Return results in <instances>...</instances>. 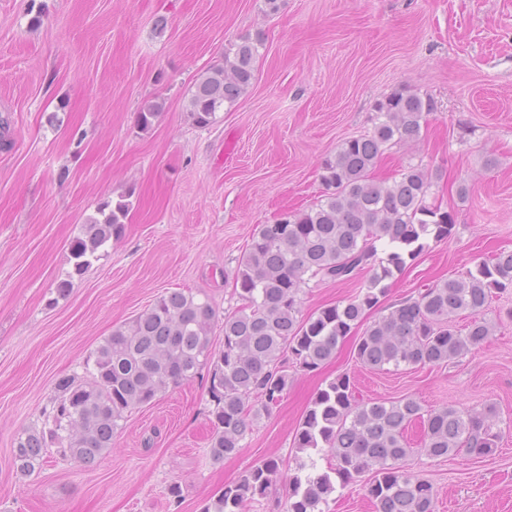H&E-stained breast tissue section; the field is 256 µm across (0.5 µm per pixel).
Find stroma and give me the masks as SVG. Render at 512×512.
I'll return each mask as SVG.
<instances>
[{
	"label": "stroma",
	"mask_w": 512,
	"mask_h": 512,
	"mask_svg": "<svg viewBox=\"0 0 512 512\" xmlns=\"http://www.w3.org/2000/svg\"><path fill=\"white\" fill-rule=\"evenodd\" d=\"M0 0V512H201L226 484L270 459L292 462L299 422L337 375L363 402L410 397L423 410L496 408L494 455L407 467L438 491L437 512H512V288L494 294L493 336L443 368L373 370L340 343L320 370L293 372L239 452L209 454L207 374L127 413L91 467L48 455L17 473L12 448L40 423L58 377L170 291L232 306L233 276L257 225L324 194L322 161L371 132L375 104L408 87L435 110L417 140L391 145L380 178L418 165L457 233L390 280L416 294L512 251V0ZM40 25H32L33 17ZM165 28H157V20ZM262 33L248 92L193 125L198 74L224 48ZM162 102L139 131L145 101ZM466 197H458V187ZM126 195L124 236L73 280L71 244L101 202ZM177 485L172 500L167 489Z\"/></svg>",
	"instance_id": "35a3bbf8"
}]
</instances>
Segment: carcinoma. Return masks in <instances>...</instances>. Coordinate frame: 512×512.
I'll return each mask as SVG.
<instances>
[{"label": "carcinoma", "mask_w": 512, "mask_h": 512, "mask_svg": "<svg viewBox=\"0 0 512 512\" xmlns=\"http://www.w3.org/2000/svg\"><path fill=\"white\" fill-rule=\"evenodd\" d=\"M260 36L244 35L224 48V64L199 75L188 112L201 128L216 121L255 80ZM162 103L147 100L137 112V127L150 130ZM434 111L433 99L409 88L378 101L371 132L344 141L321 166L326 194L314 206L286 212L261 224L239 260L234 275L238 304L224 312V345L211 336L216 311L208 297L172 291L105 337L83 364V373L60 377L42 412L41 425L19 436L12 448L23 474L39 471L55 452L85 466L112 450L121 421L131 409L151 404L172 386L208 367L212 406L209 452L222 460L236 454L255 423L288 391V365L314 372L330 361L339 341L351 335L367 312L378 316L358 337L356 359L371 369L386 366L440 367L471 353L495 325L484 318L494 291L512 288V251H501L476 269L441 279L423 291L381 306L385 281L413 266L428 248L455 233L454 215L430 201L433 177L408 165L386 179L375 176L387 146L416 139ZM130 208L126 196L106 200L97 216L80 225L71 250L72 272L57 282L66 296L100 249L122 237ZM387 246L385 256L377 243ZM368 272L365 288L354 297L303 314V295L317 279L346 283ZM471 316L464 328L455 318ZM496 410L452 406L423 412L412 398L358 403L353 381L339 374L320 389L302 417L294 438L299 455L288 475L286 512H320L336 490L332 476L349 483L369 474L368 493L378 512H435L436 490L412 475L405 461L412 453L404 433L422 427V447L431 457L462 451L483 458L497 449ZM325 448L335 461L318 472L315 460L301 454ZM282 475L274 459L224 487L202 512H245L264 498Z\"/></svg>", "instance_id": "obj_1"}]
</instances>
